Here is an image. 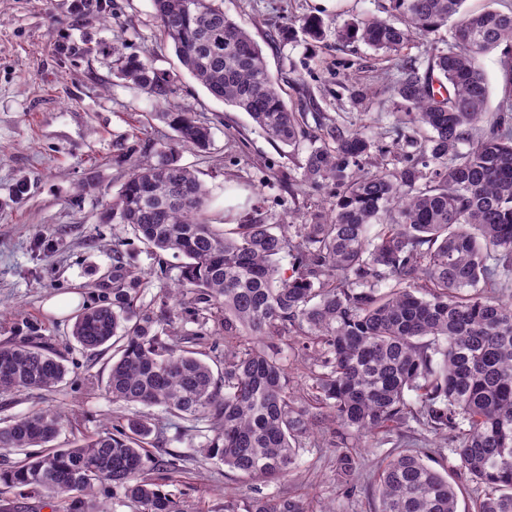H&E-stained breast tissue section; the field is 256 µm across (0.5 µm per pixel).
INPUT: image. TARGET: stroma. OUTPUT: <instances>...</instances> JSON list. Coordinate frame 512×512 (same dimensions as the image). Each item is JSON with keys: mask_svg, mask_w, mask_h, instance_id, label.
Here are the masks:
<instances>
[{"mask_svg": "<svg viewBox=\"0 0 512 512\" xmlns=\"http://www.w3.org/2000/svg\"><path fill=\"white\" fill-rule=\"evenodd\" d=\"M0 0V344L32 337L47 341L67 360L69 373L52 394L77 432L92 434L131 415L105 391L103 359H90L74 342V315L44 308L50 297L75 292L81 307L112 298V268L122 263L141 280L139 302L160 304L165 279L176 278L179 259L155 255L129 228L105 219L134 160L153 156L171 129L158 119L163 106L149 101L118 71L126 57L150 58L176 80V102L193 109L213 133L208 153L184 151L182 164L196 169L209 192V210L223 220L225 203H244L258 189L256 204L267 223L323 209L331 188L297 191L278 179L300 180L301 156L255 129L246 112L213 99L179 64L163 42L151 0ZM381 0H224V11L246 28L267 30L318 15L340 27L351 17L376 14ZM122 44L121 54L112 47ZM440 36L418 40L389 60L361 43L328 35L319 43L303 37L263 44L270 72L284 81L290 107L314 126L321 112L336 123L372 136L367 166L389 163L395 136L390 78L403 60L424 59ZM151 422L164 431L151 449L148 476L171 491L182 512H224L226 502L244 506L270 495L295 496L315 512H375L365 494L345 496L336 483L327 420L313 427L299 467L287 477L262 483L206 459L203 423L152 409ZM449 441L427 446L437 469L458 490L459 512L477 495Z\"/></svg>", "mask_w": 512, "mask_h": 512, "instance_id": "stroma-1", "label": "stroma"}]
</instances>
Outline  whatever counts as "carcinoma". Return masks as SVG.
I'll use <instances>...</instances> for the list:
<instances>
[{"mask_svg": "<svg viewBox=\"0 0 512 512\" xmlns=\"http://www.w3.org/2000/svg\"><path fill=\"white\" fill-rule=\"evenodd\" d=\"M465 0H386L385 16L351 19L335 30L397 56L411 42L448 30L426 64L399 66L393 98L419 137L397 165L369 170L373 142L334 121L315 132L283 96L252 33L224 13L223 0H151L181 66L215 99L247 112L275 143L305 153L298 187L333 186L328 205L301 224H269L258 211L219 227L208 191L180 163L185 149L207 151L209 125L169 102L174 79L129 58L119 77L155 102L173 132L156 159L132 162L112 199V223L148 249L183 258L169 300L190 297L195 336L224 332L220 373L180 342L171 310L136 306L139 281L112 272V302L75 316L71 335L91 355L112 352L107 392L130 406L158 407L205 422V454L260 482L294 471L315 422L345 431L336 477L352 494L360 464L348 437L391 443L400 452L372 486L377 512H458V492L421 453L408 451L412 425L451 437L461 468L481 489L471 512H512V96L480 136L490 87L478 59L512 44V8H463ZM329 24L300 19L318 42ZM292 258L291 267L280 264ZM213 329H208V324ZM312 360L309 406L288 388V364L265 340ZM69 369L48 344L0 345V394L51 393ZM410 392L415 401L407 400ZM69 423L52 406L0 425V450L39 446L0 469V494L25 488L56 512H111L95 500L110 487L137 512H182L147 477L148 447L159 444L143 415L53 445ZM245 512H309L292 497L258 498Z\"/></svg>", "mask_w": 512, "mask_h": 512, "instance_id": "carcinoma-1", "label": "carcinoma"}]
</instances>
